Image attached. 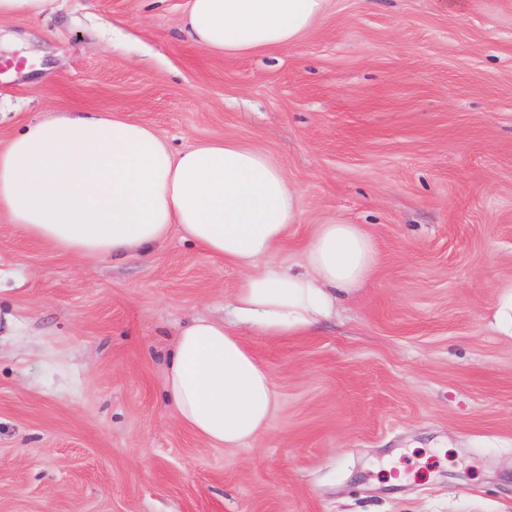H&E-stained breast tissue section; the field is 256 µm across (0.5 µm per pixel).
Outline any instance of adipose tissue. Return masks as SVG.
<instances>
[{
  "label": "adipose tissue",
  "instance_id": "1",
  "mask_svg": "<svg viewBox=\"0 0 512 512\" xmlns=\"http://www.w3.org/2000/svg\"><path fill=\"white\" fill-rule=\"evenodd\" d=\"M325 6L326 0H187L185 28L216 55L260 51L294 43ZM1 212L26 235L78 258L145 255L178 229L210 255L248 268L230 313L270 336L332 319L337 301L374 266L372 243L358 226L324 224L307 245L302 269L254 271L298 221L283 170L233 141L174 151L117 112L52 114L13 136L0 149ZM229 324L202 318L182 330L166 390L182 423L233 448L265 427L276 395L269 373Z\"/></svg>",
  "mask_w": 512,
  "mask_h": 512
}]
</instances>
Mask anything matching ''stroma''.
<instances>
[{"instance_id": "35a3bbf8", "label": "stroma", "mask_w": 512, "mask_h": 512, "mask_svg": "<svg viewBox=\"0 0 512 512\" xmlns=\"http://www.w3.org/2000/svg\"><path fill=\"white\" fill-rule=\"evenodd\" d=\"M187 0H52L0 24V148L45 115L119 112L176 150L269 156L298 223L356 224L372 272L334 319L237 334L277 407L238 448L174 416L167 363L243 278L171 231L76 260L0 214V512H512V0H328L298 41L210 54ZM491 325L499 333L512 337V292L501 298L492 316Z\"/></svg>"}]
</instances>
